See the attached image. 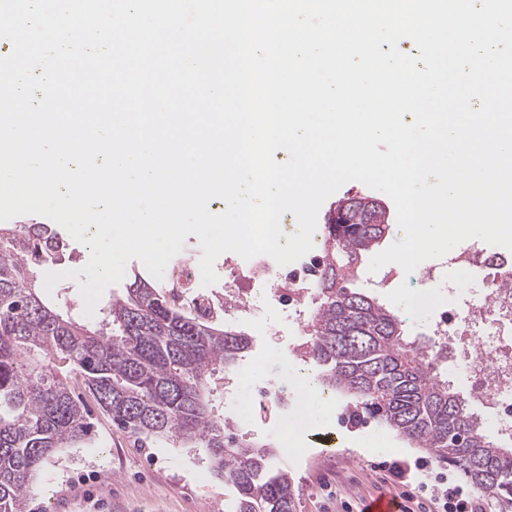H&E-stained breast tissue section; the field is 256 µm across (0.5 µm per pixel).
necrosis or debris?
<instances>
[{
	"instance_id": "1",
	"label": "necrosis or debris",
	"mask_w": 512,
	"mask_h": 512,
	"mask_svg": "<svg viewBox=\"0 0 512 512\" xmlns=\"http://www.w3.org/2000/svg\"><path fill=\"white\" fill-rule=\"evenodd\" d=\"M450 263L480 280L483 290L462 292L460 300L449 303L430 337L435 345H447L449 360L465 366L474 397L497 419L498 436L512 440V289L503 285L512 277V258L473 244ZM321 265L315 248L289 269L267 255L241 265L230 262L225 288L219 292L195 289L191 263L182 259L173 269L170 286L201 317L245 319L271 300L286 311L296 308Z\"/></svg>"
}]
</instances>
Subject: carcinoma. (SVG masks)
Listing matches in <instances>:
<instances>
[{
	"mask_svg": "<svg viewBox=\"0 0 512 512\" xmlns=\"http://www.w3.org/2000/svg\"><path fill=\"white\" fill-rule=\"evenodd\" d=\"M385 218L362 197L351 200L343 229L325 226L304 356L323 389L351 399L355 422L370 417L395 431L462 470L498 512H512V448L490 438L468 399L438 373L427 342L348 287L388 232ZM68 248L49 224L0 227V512H25L44 462L90 439L94 424L71 388L72 372L131 434L202 449L233 490L227 512H297L293 478L273 466L270 445L233 436L209 407V381L244 357L251 338L184 311L137 275L100 321L85 325L40 293L42 271Z\"/></svg>",
	"mask_w": 512,
	"mask_h": 512,
	"instance_id": "carcinoma-1",
	"label": "carcinoma"
}]
</instances>
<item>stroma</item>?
<instances>
[{"label":"stroma","instance_id":"stroma-1","mask_svg":"<svg viewBox=\"0 0 512 512\" xmlns=\"http://www.w3.org/2000/svg\"><path fill=\"white\" fill-rule=\"evenodd\" d=\"M445 285L432 301L407 321L410 336L423 337L428 324L448 306L449 286L459 285L462 272L449 268L447 259L434 262ZM373 273L361 270L355 288L396 308L399 296L421 288L419 276L398 272L390 291L373 287ZM294 324L278 305L264 307L254 323L237 329L261 336L263 352L247 377L212 384V404L225 418L235 405L248 404L255 386L268 383L287 399V407L268 403L264 412H253L248 439L280 447L285 425L299 410L295 393L294 352L303 337L293 335ZM94 436L84 444L59 449L40 470L26 512H224L230 494L210 462L191 448H175L157 439H140L112 423L107 414L93 409ZM360 437L377 440L374 448L356 447ZM301 455H278V466L287 468L299 496L298 512H359L376 496L414 494L413 512H437L421 482L440 480L449 493L471 499L476 490L454 468L431 461L420 449L374 422H341L328 413L318 426L296 438Z\"/></svg>","mask_w":512,"mask_h":512}]
</instances>
